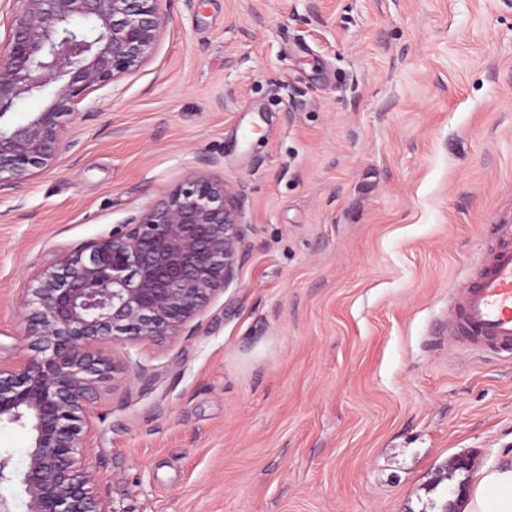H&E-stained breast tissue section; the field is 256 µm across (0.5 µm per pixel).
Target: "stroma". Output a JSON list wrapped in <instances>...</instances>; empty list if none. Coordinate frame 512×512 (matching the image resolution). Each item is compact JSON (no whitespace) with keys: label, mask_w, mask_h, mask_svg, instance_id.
Returning a JSON list of instances; mask_svg holds the SVG:
<instances>
[{"label":"stroma","mask_w":512,"mask_h":512,"mask_svg":"<svg viewBox=\"0 0 512 512\" xmlns=\"http://www.w3.org/2000/svg\"><path fill=\"white\" fill-rule=\"evenodd\" d=\"M150 61L64 116L0 194V362L31 277L217 158L250 257L190 336L124 349L90 404L109 512H427L512 455V356L448 294L512 226V0H162Z\"/></svg>","instance_id":"35a3bbf8"}]
</instances>
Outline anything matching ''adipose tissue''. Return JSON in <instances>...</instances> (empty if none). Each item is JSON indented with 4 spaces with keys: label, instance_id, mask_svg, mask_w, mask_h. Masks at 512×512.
<instances>
[{
    "label": "adipose tissue",
    "instance_id": "obj_1",
    "mask_svg": "<svg viewBox=\"0 0 512 512\" xmlns=\"http://www.w3.org/2000/svg\"><path fill=\"white\" fill-rule=\"evenodd\" d=\"M460 512H512V460L489 463L476 471Z\"/></svg>",
    "mask_w": 512,
    "mask_h": 512
}]
</instances>
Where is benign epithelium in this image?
I'll list each match as a JSON object with an SVG mask.
<instances>
[{
	"label": "benign epithelium",
	"mask_w": 512,
	"mask_h": 512,
	"mask_svg": "<svg viewBox=\"0 0 512 512\" xmlns=\"http://www.w3.org/2000/svg\"><path fill=\"white\" fill-rule=\"evenodd\" d=\"M160 0H12L0 47V191L17 189L76 146L61 117L89 92L138 70L166 27ZM47 105L10 116L27 97ZM217 160L91 242L42 268L22 301L31 355L0 363V424L32 432L21 473L0 454V485L20 478L27 512H108L87 463L94 384L113 364L101 346L163 343L235 280L250 254L246 189L210 175Z\"/></svg>",
	"instance_id": "1"
}]
</instances>
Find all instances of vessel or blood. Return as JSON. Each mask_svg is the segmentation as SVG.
I'll return each mask as SVG.
<instances>
[{"label": "vessel or blood", "instance_id": "vessel-or-blood-1", "mask_svg": "<svg viewBox=\"0 0 512 512\" xmlns=\"http://www.w3.org/2000/svg\"><path fill=\"white\" fill-rule=\"evenodd\" d=\"M452 292L449 335L471 351H512V238L492 244L478 274Z\"/></svg>", "mask_w": 512, "mask_h": 512}]
</instances>
